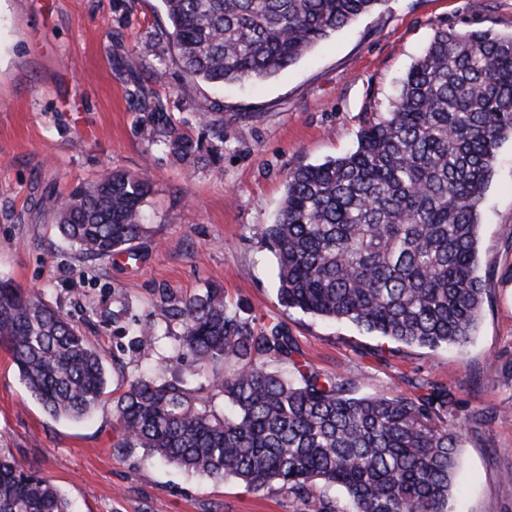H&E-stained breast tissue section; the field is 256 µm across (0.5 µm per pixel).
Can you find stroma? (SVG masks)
Here are the masks:
<instances>
[{"instance_id":"stroma-1","label":"stroma","mask_w":512,"mask_h":512,"mask_svg":"<svg viewBox=\"0 0 512 512\" xmlns=\"http://www.w3.org/2000/svg\"><path fill=\"white\" fill-rule=\"evenodd\" d=\"M167 27L161 0H0V274L41 292L103 351L110 391L83 420L53 419L0 350V451L55 483L73 512H306L276 486L255 491L113 448L112 399L132 379L180 380L212 397L211 366L176 358V336L132 338L138 325L163 323L159 292L187 298L216 286L257 323L287 324L307 362L352 378L357 395L448 386L446 420L463 432L449 512H512L503 479L512 471V140L480 210L488 297L465 351L284 308L263 238L289 167L350 151L364 113L389 109L436 28L512 34V0H383L287 70L245 85L186 81ZM148 41L156 53L141 56ZM144 87L205 143L198 113H223L217 164L187 165L147 141ZM108 167L151 184L149 232L132 264L76 259L52 223L50 203Z\"/></svg>"}]
</instances>
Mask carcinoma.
<instances>
[{
    "label": "carcinoma",
    "mask_w": 512,
    "mask_h": 512,
    "mask_svg": "<svg viewBox=\"0 0 512 512\" xmlns=\"http://www.w3.org/2000/svg\"><path fill=\"white\" fill-rule=\"evenodd\" d=\"M383 0H162L183 77L224 84L268 78ZM198 124L218 151L224 116ZM148 136L186 164L201 142L157 104ZM512 138V35L439 27L386 112H368L356 147L289 168L277 220L264 227L288 309L354 323L406 345L464 349L487 296L478 274L480 208L500 144ZM149 180L108 170L53 207L81 259L138 258ZM180 327L176 357L230 365L212 374L224 412L191 390L137 378L114 400L113 447L253 490L278 485L310 512L311 493L342 488L352 512H448L462 428L442 415L451 389L356 396L353 381L294 361L283 322L258 324L217 287L159 294ZM0 347L55 419L78 420L106 394L102 351L42 295L0 278ZM291 362L297 379L272 369ZM0 512H71L60 489L0 453Z\"/></svg>",
    "instance_id": "obj_1"
}]
</instances>
